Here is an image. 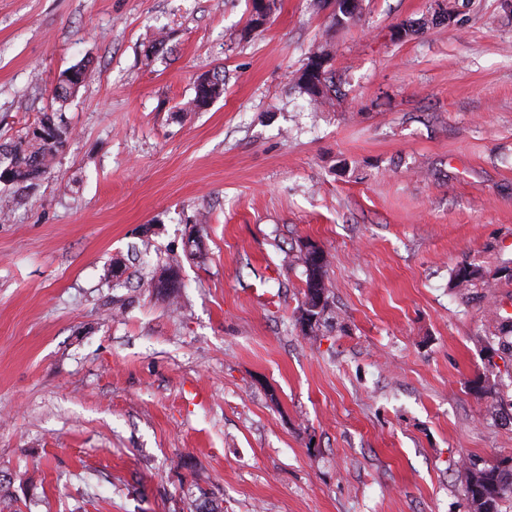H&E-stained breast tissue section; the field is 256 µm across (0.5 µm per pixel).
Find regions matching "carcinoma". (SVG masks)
Masks as SVG:
<instances>
[{"instance_id":"cac0c4a2","label":"carcinoma","mask_w":512,"mask_h":512,"mask_svg":"<svg viewBox=\"0 0 512 512\" xmlns=\"http://www.w3.org/2000/svg\"><path fill=\"white\" fill-rule=\"evenodd\" d=\"M326 57L324 52H315L308 57L300 75L296 77V85L305 91L312 100L317 101L323 97V89L330 87L331 77L328 70H323L322 88L314 90L307 81L309 69L319 66L318 59ZM224 93V71L217 69L209 76L207 84L199 83L196 86L195 96L189 102L192 109H201L213 99ZM58 138L50 141L45 138L25 135L12 145L0 147V155L9 160L7 168L0 172V179L5 177L13 183H26L38 179L46 172L56 154L64 147L67 131L60 125H55ZM299 261L305 267V284L303 288V301L299 310L302 322H312L327 308L328 302H323L319 310L306 308L307 300L320 295H327L324 277L328 259L318 262L310 254L299 255ZM482 277L481 270L469 263L458 265L453 271L451 281L453 287L461 294H467L476 287V280ZM493 330L489 335L500 338L499 345L509 346L506 334L512 333V315L501 314V309L495 307L490 310ZM512 495V466L500 468L498 466L487 469L483 477L474 485H466V499L469 504L476 505L475 512H501V502L506 495Z\"/></svg>"}]
</instances>
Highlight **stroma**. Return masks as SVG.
Returning a JSON list of instances; mask_svg holds the SVG:
<instances>
[{
  "label": "stroma",
  "mask_w": 512,
  "mask_h": 512,
  "mask_svg": "<svg viewBox=\"0 0 512 512\" xmlns=\"http://www.w3.org/2000/svg\"><path fill=\"white\" fill-rule=\"evenodd\" d=\"M266 3L251 32L253 0H0V145L45 112L69 131L0 181L7 512H468V465L512 457V349L487 340L512 303V7ZM317 50L321 104L292 80ZM224 93V71L217 69L212 75L209 74L207 86L198 83L194 98L188 102L192 109H201L213 99H218ZM303 253V255L301 254ZM301 253L299 255V261L302 263V265L305 267V284L303 288V301L301 303V306L299 307V310L301 312L300 319L303 323L308 322L311 323L314 318L319 316L328 305V293L327 288L325 285L324 277L326 270L325 268L328 265V259L327 255L323 257V262L319 263L314 257L310 256V253H305L301 250ZM324 295V302L319 310H311L308 308H305L307 304V300L309 297L314 299L316 296ZM482 277L481 270L469 263H461L453 271L451 281L453 288H457L460 294H468L472 288H476L475 281Z\"/></svg>",
  "instance_id": "stroma-1"
}]
</instances>
